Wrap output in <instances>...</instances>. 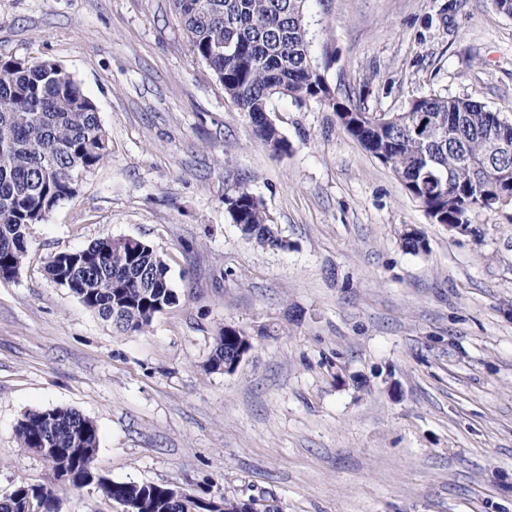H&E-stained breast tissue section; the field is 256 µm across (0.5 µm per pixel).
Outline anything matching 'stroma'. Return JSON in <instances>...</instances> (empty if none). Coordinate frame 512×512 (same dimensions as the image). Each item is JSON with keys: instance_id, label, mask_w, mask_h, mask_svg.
Here are the masks:
<instances>
[{"instance_id": "stroma-1", "label": "stroma", "mask_w": 512, "mask_h": 512, "mask_svg": "<svg viewBox=\"0 0 512 512\" xmlns=\"http://www.w3.org/2000/svg\"><path fill=\"white\" fill-rule=\"evenodd\" d=\"M336 95L400 113L431 95L512 119V17L489 0H307ZM0 57L59 61L97 105L109 154L0 282V494L40 484L27 412L98 426L96 470L279 512H512V223H433L335 112L290 98L272 155L170 0H0ZM246 185L287 241L249 240L224 196ZM429 249L403 248L405 229ZM148 241L176 306L117 333L45 266L103 238ZM253 348L208 372L224 326Z\"/></svg>"}]
</instances>
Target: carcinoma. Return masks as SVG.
Returning <instances> with one entry per match:
<instances>
[{
    "mask_svg": "<svg viewBox=\"0 0 512 512\" xmlns=\"http://www.w3.org/2000/svg\"><path fill=\"white\" fill-rule=\"evenodd\" d=\"M306 0H172L193 58L211 68L224 94L247 114L254 135L274 155L290 145L266 120L275 96L301 105L315 100L336 113L342 129L385 164L406 192L441 224L479 209V186L512 193V125L471 98L428 96L412 100L393 122L377 127L361 109L336 97L325 72L311 57ZM509 148L487 171L463 162L486 155L489 142ZM108 155V139L93 100L58 62L0 59V280L15 279L27 255L31 226L43 223L59 203L77 195L78 179ZM232 222L258 245L284 249L269 223L265 204L242 185L224 197ZM402 245L426 252L425 236L410 230ZM46 271L69 282L82 305L122 333L147 329L155 316L175 306L169 268L140 239L105 238L54 255ZM252 344L251 335L228 326L217 336L207 368L232 365ZM54 421V446L41 448L45 419ZM20 447L51 464L54 482H20L0 495V512H27L29 502L55 512L56 489L93 482L122 512H194L200 497L184 499L174 484L114 481L94 467L98 428L89 417L56 407L26 413L18 422Z\"/></svg>",
    "mask_w": 512,
    "mask_h": 512,
    "instance_id": "obj_1",
    "label": "carcinoma"
}]
</instances>
